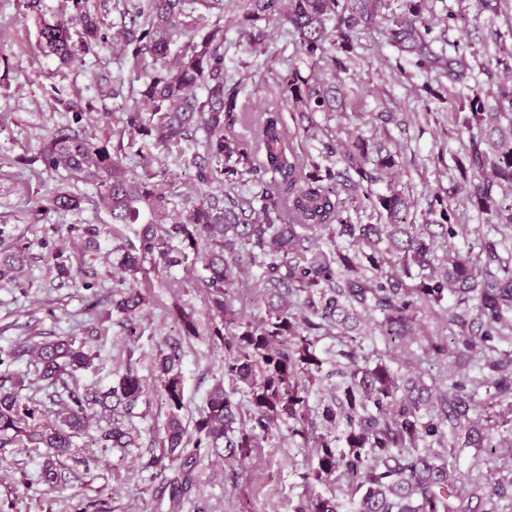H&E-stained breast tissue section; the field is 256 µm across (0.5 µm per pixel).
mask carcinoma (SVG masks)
<instances>
[{
    "mask_svg": "<svg viewBox=\"0 0 512 512\" xmlns=\"http://www.w3.org/2000/svg\"><path fill=\"white\" fill-rule=\"evenodd\" d=\"M238 0L242 40L257 49L266 32L257 22L277 18L287 24L302 52L325 61L331 72L346 69V58L362 31L380 21L399 52L412 57L423 73L439 69L457 79L467 69L465 57L449 58L432 48V27L424 17V0ZM73 0L81 45L71 42L69 27L51 24L41 30L48 53L69 63L105 39L104 19L81 11ZM197 0H123L121 24L113 35L117 55L137 59L148 54L154 69L144 77L141 96L151 107L146 119L137 107L122 113L126 127L156 144L187 142L197 146L182 155L201 185L216 184L219 193L184 200V214L170 224L153 216L170 204L147 178L129 174L121 149L91 141L71 125L45 144L39 160L45 170L98 187L106 200L110 225H139L138 244L119 248L118 266L132 279L149 259L170 269L204 260L213 318L212 340L224 345V379L248 399L246 412L216 385L193 426L183 425L184 386L177 353L159 350L155 368L169 416L161 437L162 452L149 463L166 469L171 512H179L195 485L201 450L243 461L279 420L290 432L307 437L311 415L324 433L316 438V461L302 472L308 485L336 482L337 494L318 495L298 512H498L512 504V471L494 480L468 481L456 462L466 448L475 449L477 467L498 448L512 449V428L498 429L497 418L512 413V123L492 139L482 128L489 118L512 109V85L498 88L496 107L487 111L475 93L450 113L457 131L468 134L464 157L456 160L457 187L465 202L484 214L487 230L478 252L438 255L437 248L463 233L446 207L429 206L425 224H404L405 197L378 193L374 186L395 170L393 154L377 141L357 139L344 154L345 168L322 159L336 153L322 143L318 156L297 150L294 137L276 105L264 112H241L236 87L224 67V27L194 34L176 61L171 44ZM336 54L325 56V44ZM281 96L300 113L327 112L329 95L320 70L304 77L293 67L281 82ZM256 126L251 138L235 133ZM202 139H197L198 132ZM53 209L72 210L80 199L58 192L47 199ZM368 205L386 217L384 224H358L350 210ZM328 235L330 247L315 250L313 236ZM178 246H173V243ZM29 260L24 246L0 251V281L17 282ZM262 270L263 290L278 297L255 321L236 317L226 300V286L245 269ZM146 296L135 285L112 297V311L123 318L127 335L137 334L136 313ZM380 313L370 331L406 349L410 358L398 368L384 359L371 362L364 353L365 317ZM446 314V332L423 330L424 319ZM179 335L195 337L192 314L180 312ZM336 336V359L343 381L311 409L309 394L320 383L324 360L316 344ZM443 363L444 381L427 384L415 369L413 345ZM37 355L41 377L63 408L58 421H44L42 410L21 398L23 385H0V447L46 448L40 481L52 486L61 478L55 461L71 455L74 439L88 433L93 410L107 416L93 441L103 448L138 445L126 419L148 392L131 370L106 391L71 387L64 377L91 365L93 355L73 339L26 341L0 349V366ZM480 356L476 373L453 369L462 358Z\"/></svg>",
    "mask_w": 512,
    "mask_h": 512,
    "instance_id": "obj_1",
    "label": "carcinoma"
}]
</instances>
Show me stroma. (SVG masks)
I'll return each instance as SVG.
<instances>
[{
  "instance_id": "obj_1",
  "label": "stroma",
  "mask_w": 512,
  "mask_h": 512,
  "mask_svg": "<svg viewBox=\"0 0 512 512\" xmlns=\"http://www.w3.org/2000/svg\"><path fill=\"white\" fill-rule=\"evenodd\" d=\"M82 5L84 11L103 16L106 39L64 64L44 50L40 30L74 15L72 0H0V225L7 227L6 245H24L29 253L20 281L0 282V348L29 338L73 337L95 356L90 368L77 371L74 385L104 391L130 367L143 379L149 400L129 421L139 434L138 447L97 448L78 438L80 458L62 460L63 480L55 487L38 480L43 449L0 448V512H170L166 476L149 465L160 452L158 437L168 419L154 362L164 342L175 337L178 310L193 313L199 334L182 340L180 349L181 416L196 419L224 364L223 347L208 333L211 311L201 285L203 265L170 270L145 265L134 281L148 301L137 316L138 337L127 336L118 319L105 312L113 291L133 281L120 270L114 253L116 247L135 242L133 230L102 237L99 248L86 246L77 225L110 221L98 188L71 181L65 172L44 170L37 157L59 128L80 122L93 142L121 147L125 164L135 173L146 168L155 173L170 200L161 216L166 223L179 217L184 198L196 195L199 185L194 170L181 163V145H154L150 138L130 135L123 124V106L149 109L136 91L152 60L136 62L113 52L110 37L120 20V0H82ZM425 15L434 35L443 37L445 54L465 57L468 71L462 81L424 74L410 64L397 69V52L385 38L376 31L363 33L346 71L336 76L340 92L335 111L313 113L306 132L298 131L292 112L284 117L303 151L317 153L322 141L332 140L336 152L328 163L339 169L351 141L382 143L398 166L392 183L377 184V191L393 187L403 192L411 204L405 218L409 224L423 222L435 197L447 199L459 223L467 227L450 247L465 251L476 245L486 219L452 191L454 160L462 156L467 137L456 131L448 114L473 92L492 94L502 84H512V57L501 65L486 63L512 45V0H503L496 13L478 11L474 0H426ZM240 16L234 0H226L220 10L198 6L187 17L186 32L176 37L171 54H181L189 34L223 26L224 65L238 85V104L261 112L274 100L289 65L305 75L312 65L278 21L265 23L261 52L248 53L239 35ZM104 76L122 79L127 98L102 96L98 83ZM426 83L431 92L423 91ZM58 191L78 195L80 207L47 209V198ZM58 253L71 265L73 279L57 278L53 258ZM259 276L258 268H249L227 289V299L241 319L265 312L267 301L256 286ZM5 374L23 378V397L40 404L47 420L56 419L60 406L31 357L14 363ZM314 453L302 438L291 435L287 423H277L245 461L205 455L181 512H295L300 503L328 492L327 486L309 487L299 477ZM89 456L96 463L87 468L81 460Z\"/></svg>"
}]
</instances>
